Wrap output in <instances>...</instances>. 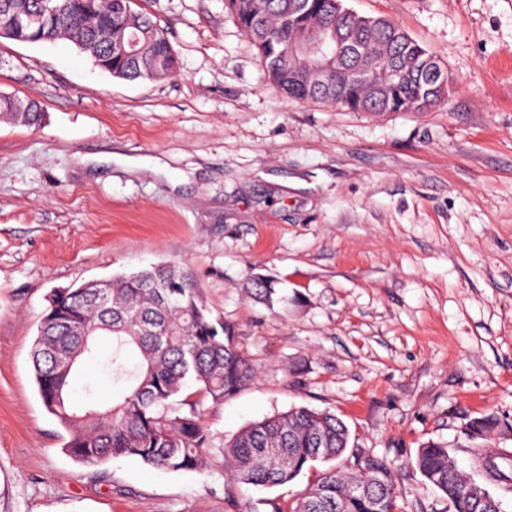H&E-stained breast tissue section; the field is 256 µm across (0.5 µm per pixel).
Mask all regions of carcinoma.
I'll return each instance as SVG.
<instances>
[{"instance_id":"carcinoma-1","label":"carcinoma","mask_w":512,"mask_h":512,"mask_svg":"<svg viewBox=\"0 0 512 512\" xmlns=\"http://www.w3.org/2000/svg\"><path fill=\"white\" fill-rule=\"evenodd\" d=\"M113 0H0V31L17 17L38 22L17 41L65 40L100 69L126 80L157 81L176 71L167 32L152 14L136 8L112 11ZM224 7L253 42L267 79L288 96L342 106L353 112L429 110L448 95L446 67L396 22L353 13L344 0H224ZM340 27L350 33L347 68L315 72L297 67L296 47L306 32ZM136 41L126 56L118 47ZM35 100L0 95V118L28 127L42 123ZM276 281L253 276L247 292L268 304ZM37 327L31 359L40 397L66 430L63 444L79 463L94 467L129 457L170 472L197 470L208 459L211 436L202 404L235 396L254 378L252 361L237 346L234 327L212 316L196 280L184 268L157 263L106 280L53 290ZM112 340L109 362L119 390L112 404L98 406L75 396L72 375L94 357L100 338ZM489 416L470 421L471 434L496 431ZM350 432L328 412L306 407L254 421L224 445V465L235 486L285 485L318 463L346 451ZM415 465L450 504V512H504L502 499L477 484L449 458L448 448L428 442ZM476 465L492 486L512 477L490 458ZM396 475L373 455L355 459L346 473H317L288 512H397Z\"/></svg>"}]
</instances>
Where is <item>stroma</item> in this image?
<instances>
[{
  "mask_svg": "<svg viewBox=\"0 0 512 512\" xmlns=\"http://www.w3.org/2000/svg\"><path fill=\"white\" fill-rule=\"evenodd\" d=\"M168 30L160 81L101 71L68 42L0 38V94L40 101L39 127L0 121V512H271L312 473L227 501L222 448L290 408L335 414L397 469L403 512H448L415 467L444 444L458 467L512 437V0H346L442 61L447 99L352 112L288 98L224 0H137ZM166 261L190 268L257 367L205 402L200 471L62 449L30 351L56 288ZM276 282L266 306L245 291Z\"/></svg>",
  "mask_w": 512,
  "mask_h": 512,
  "instance_id": "1",
  "label": "stroma"
}]
</instances>
